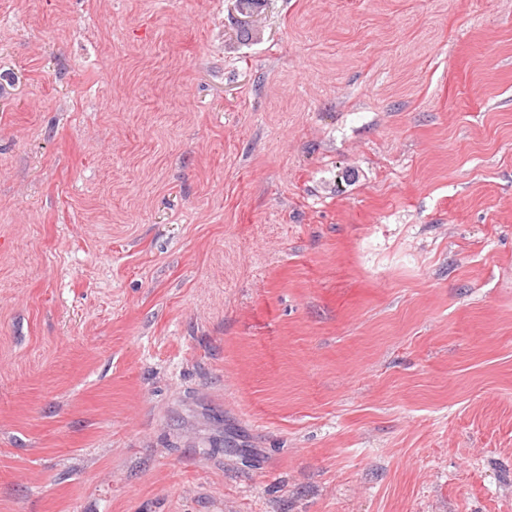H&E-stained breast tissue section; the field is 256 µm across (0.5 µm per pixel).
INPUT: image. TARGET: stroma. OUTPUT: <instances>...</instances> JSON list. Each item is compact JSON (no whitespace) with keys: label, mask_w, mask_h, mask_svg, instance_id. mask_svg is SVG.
<instances>
[{"label":"stroma","mask_w":512,"mask_h":512,"mask_svg":"<svg viewBox=\"0 0 512 512\" xmlns=\"http://www.w3.org/2000/svg\"><path fill=\"white\" fill-rule=\"evenodd\" d=\"M0 512H512V0H0Z\"/></svg>","instance_id":"35a3bbf8"}]
</instances>
